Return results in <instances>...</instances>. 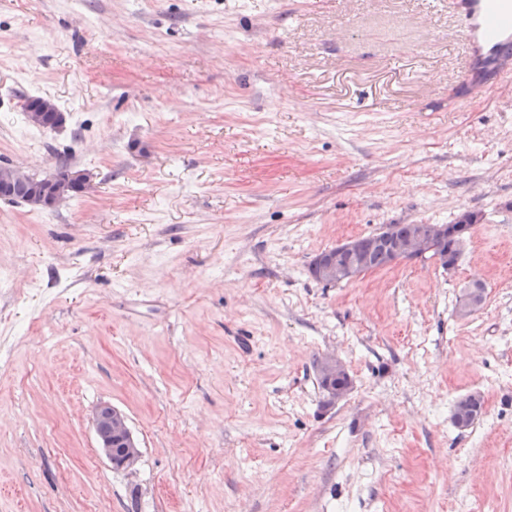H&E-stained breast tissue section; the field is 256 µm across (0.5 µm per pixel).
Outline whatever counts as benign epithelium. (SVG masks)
Returning <instances> with one entry per match:
<instances>
[{
  "label": "benign epithelium",
  "instance_id": "obj_1",
  "mask_svg": "<svg viewBox=\"0 0 512 512\" xmlns=\"http://www.w3.org/2000/svg\"><path fill=\"white\" fill-rule=\"evenodd\" d=\"M86 173H68L67 177L37 179L19 168L0 166V199H21L29 205L49 209L59 200L85 187ZM478 223L473 212L462 213L453 224H413L403 237L383 229L374 237L356 236L325 250L312 260L318 280L326 285L349 283L376 270L372 263L376 252L383 254L385 266L401 261L432 259L441 267L455 268L472 231ZM317 375L326 383L340 378L346 371L344 363L334 356H324L317 363ZM94 425L99 447L111 463L124 469L132 468L139 450L129 431L126 417L108 405L97 408Z\"/></svg>",
  "mask_w": 512,
  "mask_h": 512
}]
</instances>
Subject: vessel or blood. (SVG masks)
<instances>
[{
  "instance_id": "vessel-or-blood-1",
  "label": "vessel or blood",
  "mask_w": 512,
  "mask_h": 512,
  "mask_svg": "<svg viewBox=\"0 0 512 512\" xmlns=\"http://www.w3.org/2000/svg\"><path fill=\"white\" fill-rule=\"evenodd\" d=\"M466 50L456 82L459 104L512 79V0H448Z\"/></svg>"
}]
</instances>
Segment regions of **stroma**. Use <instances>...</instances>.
I'll list each match as a JSON object with an SVG mask.
<instances>
[{"instance_id": "obj_1", "label": "stroma", "mask_w": 512, "mask_h": 512, "mask_svg": "<svg viewBox=\"0 0 512 512\" xmlns=\"http://www.w3.org/2000/svg\"><path fill=\"white\" fill-rule=\"evenodd\" d=\"M457 26L442 0H0V165L90 175L0 199V512H512V80L453 106ZM29 96L64 125L25 135ZM465 212L453 270L308 273ZM317 363V362H316ZM317 375L320 379L325 381L327 384H330L335 379H338L342 376V374L346 371L344 363L336 358L335 356H323L317 363ZM319 380V386L322 389L324 393V398L327 399L328 391H327V385ZM336 385H340L342 387L351 386V380L349 376H345L342 379H339L337 381H334L332 383V386L334 389L336 388ZM462 407L469 409L467 415L463 418L459 416ZM482 411L483 400L481 395L474 396L469 394L456 402L453 414L454 424L459 428L468 427L482 414ZM94 425L99 447L117 468L130 469L138 459L139 450L129 431L126 417L108 405L97 408Z\"/></svg>"}]
</instances>
